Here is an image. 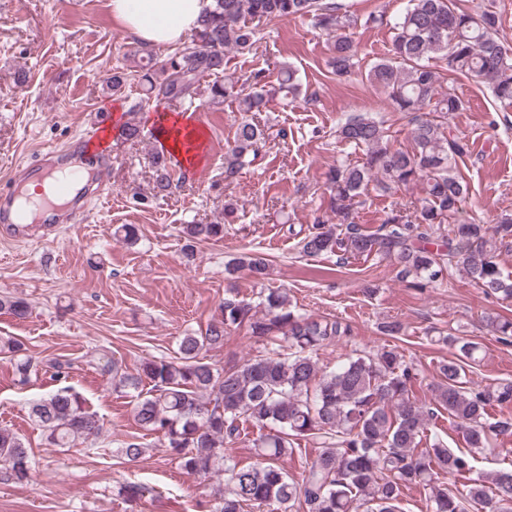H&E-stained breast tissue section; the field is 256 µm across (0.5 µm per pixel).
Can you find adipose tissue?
Segmentation results:
<instances>
[{"mask_svg": "<svg viewBox=\"0 0 512 512\" xmlns=\"http://www.w3.org/2000/svg\"><path fill=\"white\" fill-rule=\"evenodd\" d=\"M211 0H108L113 19L142 42L180 43Z\"/></svg>", "mask_w": 512, "mask_h": 512, "instance_id": "adipose-tissue-1", "label": "adipose tissue"}]
</instances>
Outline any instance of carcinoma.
Instances as JSON below:
<instances>
[{
	"label": "carcinoma",
	"instance_id": "obj_1",
	"mask_svg": "<svg viewBox=\"0 0 512 512\" xmlns=\"http://www.w3.org/2000/svg\"><path fill=\"white\" fill-rule=\"evenodd\" d=\"M290 17H306L329 36L332 73L351 72L358 57L352 36L358 19L343 5L327 0H211L192 44L154 63L158 78L142 75L148 97L192 98L207 78V103L212 106L223 104L232 92L237 111L247 114L269 111L276 98L288 102L301 87L293 67L283 66L275 83L257 71L241 87L239 78L226 70L224 56L231 49L251 50L253 23ZM500 26L499 14L489 8L469 11L458 0H407L391 24L392 48L365 70L364 78L386 95L393 111L412 117L411 148H392L390 128L382 119L360 114L339 124L337 138L363 151L364 158L357 164L343 161L328 172L332 217L315 219L299 241L301 253L381 257L392 263L400 281L418 290L443 283L456 269L485 294L512 302V273L497 262L499 246L512 239V214L494 225L473 218L441 232L445 218L458 213L468 192L457 163L470 154V145L466 137L444 132L437 119L418 116H446L463 107L453 89H443L432 59L445 61L451 73L478 79L498 101L512 104V49L498 36ZM264 143L260 123L243 119L224 153V182L232 183ZM156 164L154 191L163 195L172 180L166 158L157 157ZM371 181L385 192L420 183L424 197L414 211L395 208L377 229L368 230L353 221L351 207ZM183 233L190 242L217 239L224 236V225L186 224ZM225 269L230 275L245 270L262 281L269 264L259 253H243ZM220 309L221 317L206 329L180 339L178 356L171 360L147 359L129 373L108 353L98 357V368L112 388L131 398L138 427L156 436L180 469L203 480L224 477V487L205 505L206 512H244L255 506L268 512H401L400 496L410 485L423 489L426 512H468L472 504L483 512H512V469L469 477L476 455L491 454L498 441L512 437V415L502 412L512 407V380L482 388L467 385L479 343L450 332L437 337L450 357L439 364L430 390L469 448L456 453L436 437L422 447L433 412L414 396L419 366L398 347L356 352L327 371L318 367L314 354L348 336L349 325L300 312L281 289L260 293L255 304L231 294ZM0 310L17 320L30 314L29 304L19 297H1ZM485 321L500 341H512V317L489 314ZM241 328L263 345L265 354L221 370L204 361L203 352L223 346L224 338ZM0 352L10 357L18 384L29 383L38 373L40 361L21 340L0 336ZM49 367L57 382L69 377L73 362L59 356L49 360ZM496 407L501 409L497 415L492 413ZM30 416L54 448H68L101 430L96 414L68 386L32 402ZM247 422L271 431L252 440L257 460L241 466L224 456V445L240 439ZM305 437L321 440L323 450L296 481L278 460ZM35 465L25 438L0 428V480L24 482ZM442 474L465 480L466 490L443 485ZM147 492L135 481L120 489L129 503Z\"/></svg>",
	"mask_w": 512,
	"mask_h": 512
}]
</instances>
